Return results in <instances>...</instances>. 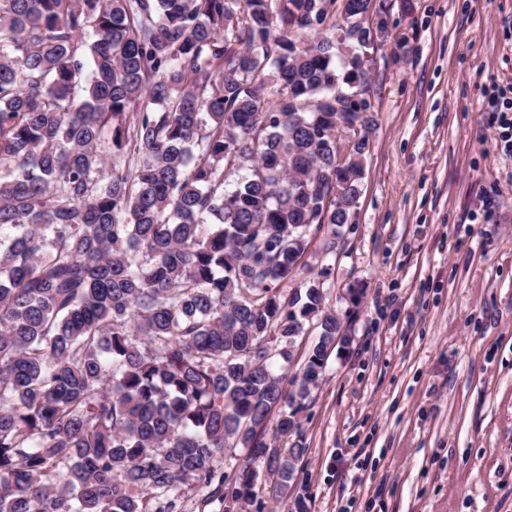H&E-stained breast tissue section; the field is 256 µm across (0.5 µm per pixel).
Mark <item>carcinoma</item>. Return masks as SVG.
Returning a JSON list of instances; mask_svg holds the SVG:
<instances>
[{
    "label": "carcinoma",
    "mask_w": 512,
    "mask_h": 512,
    "mask_svg": "<svg viewBox=\"0 0 512 512\" xmlns=\"http://www.w3.org/2000/svg\"><path fill=\"white\" fill-rule=\"evenodd\" d=\"M371 3L0 0V512L288 496L348 328L328 269L285 284L359 198ZM374 13L371 11L362 21V28L368 31V35L366 34V38L362 40L361 48L363 49L362 53L359 54V63L361 69L366 68L367 64L371 60V55L369 52L373 53V50L378 47L379 38L377 33V28L374 23L373 18ZM372 48V49H369ZM369 49V52L366 50Z\"/></svg>",
    "instance_id": "1"
}]
</instances>
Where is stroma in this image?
<instances>
[{
    "label": "stroma",
    "instance_id": "1",
    "mask_svg": "<svg viewBox=\"0 0 512 512\" xmlns=\"http://www.w3.org/2000/svg\"><path fill=\"white\" fill-rule=\"evenodd\" d=\"M365 176L325 304L352 343L301 413L307 512H512V0H386ZM363 291L352 306L347 291ZM512 89L506 90L500 87H494L487 101L491 112L496 113L498 123V142L500 150L512 155ZM510 112V113H509Z\"/></svg>",
    "mask_w": 512,
    "mask_h": 512
}]
</instances>
